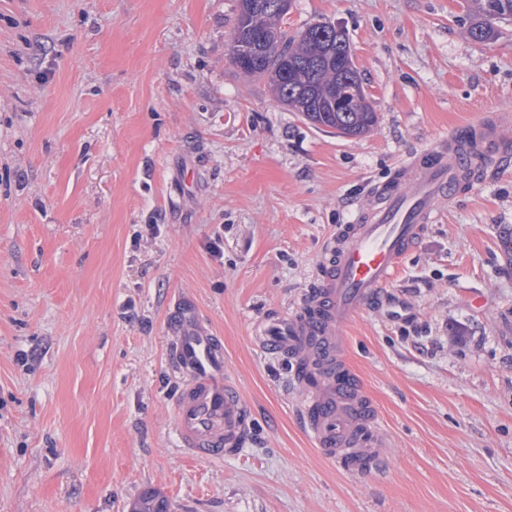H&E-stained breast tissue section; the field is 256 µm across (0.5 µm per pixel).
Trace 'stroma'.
<instances>
[{
    "label": "stroma",
    "mask_w": 512,
    "mask_h": 512,
    "mask_svg": "<svg viewBox=\"0 0 512 512\" xmlns=\"http://www.w3.org/2000/svg\"><path fill=\"white\" fill-rule=\"evenodd\" d=\"M474 7L291 0L289 34L347 33L378 115L352 138L237 71V0H0V512H131L147 491L168 512H512V124L348 331L380 475L318 454L292 361L255 339L398 159L512 111V22L475 40ZM184 296L250 411L221 460L174 429Z\"/></svg>",
    "instance_id": "1"
}]
</instances>
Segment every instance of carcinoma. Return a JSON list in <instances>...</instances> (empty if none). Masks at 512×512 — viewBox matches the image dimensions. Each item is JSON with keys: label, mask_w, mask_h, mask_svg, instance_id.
I'll return each instance as SVG.
<instances>
[{"label": "carcinoma", "mask_w": 512, "mask_h": 512, "mask_svg": "<svg viewBox=\"0 0 512 512\" xmlns=\"http://www.w3.org/2000/svg\"><path fill=\"white\" fill-rule=\"evenodd\" d=\"M284 14L276 0H238L231 44L240 74L267 79L280 102L317 128L360 137L377 124V113L363 87L347 34L322 22L308 25L292 38L282 29ZM512 18V0H479L469 34L486 41L494 24Z\"/></svg>", "instance_id": "1"}]
</instances>
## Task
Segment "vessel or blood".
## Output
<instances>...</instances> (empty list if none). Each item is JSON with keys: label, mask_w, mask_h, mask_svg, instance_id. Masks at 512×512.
I'll return each mask as SVG.
<instances>
[{"label": "vessel or blood", "mask_w": 512, "mask_h": 512, "mask_svg": "<svg viewBox=\"0 0 512 512\" xmlns=\"http://www.w3.org/2000/svg\"><path fill=\"white\" fill-rule=\"evenodd\" d=\"M511 122L512 114L494 112L406 155L393 178L372 189L370 206L326 239L300 313L265 325L260 348L296 363L307 435L349 475L373 473L385 440L365 388L345 361L346 330L391 287L466 181L500 160L497 133ZM167 324L172 364L183 379L174 407L179 445L201 459H223L249 427L239 390L224 377V343L190 298L175 302Z\"/></svg>", "instance_id": "obj_1"}]
</instances>
